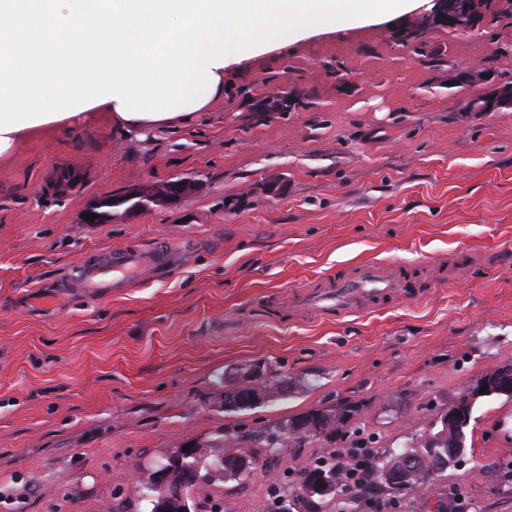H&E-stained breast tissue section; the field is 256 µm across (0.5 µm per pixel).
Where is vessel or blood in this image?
I'll return each mask as SVG.
<instances>
[{"instance_id": "1", "label": "vessel or blood", "mask_w": 512, "mask_h": 512, "mask_svg": "<svg viewBox=\"0 0 512 512\" xmlns=\"http://www.w3.org/2000/svg\"><path fill=\"white\" fill-rule=\"evenodd\" d=\"M176 268L169 250L157 248L146 254L125 251L79 265L61 281L58 298L68 300L75 288H122L131 279H148ZM411 289L400 273L378 263L364 262L354 266L351 275L326 278L313 289L280 298L278 308L298 310L314 318L339 317L394 294L410 295Z\"/></svg>"}]
</instances>
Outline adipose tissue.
<instances>
[{"instance_id":"ef3b65f1","label":"adipose tissue","mask_w":512,"mask_h":512,"mask_svg":"<svg viewBox=\"0 0 512 512\" xmlns=\"http://www.w3.org/2000/svg\"><path fill=\"white\" fill-rule=\"evenodd\" d=\"M400 0H0V154L105 112L137 130L186 123L224 91L232 51L384 14Z\"/></svg>"}]
</instances>
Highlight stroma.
I'll list each match as a JSON object with an SVG mask.
<instances>
[{
	"label": "stroma",
	"instance_id": "obj_1",
	"mask_svg": "<svg viewBox=\"0 0 512 512\" xmlns=\"http://www.w3.org/2000/svg\"><path fill=\"white\" fill-rule=\"evenodd\" d=\"M424 15L233 59L192 123L126 134L100 113L0 156V512H145L150 464L226 440L251 474L193 487L197 512H274L333 442L279 453L264 428L341 404L347 428L394 448L512 364V110L465 111L484 84H447L453 69L512 83V0H489L470 33ZM282 96L286 111L254 108ZM180 177L198 185L177 205L83 221ZM159 246L176 275L56 301L83 260ZM363 261L401 263L414 297L337 319L277 312L279 293ZM259 362L287 394L225 411V387ZM511 461L512 399L481 398L456 467L428 492L382 496L389 512H512Z\"/></svg>",
	"mask_w": 512,
	"mask_h": 512
}]
</instances>
